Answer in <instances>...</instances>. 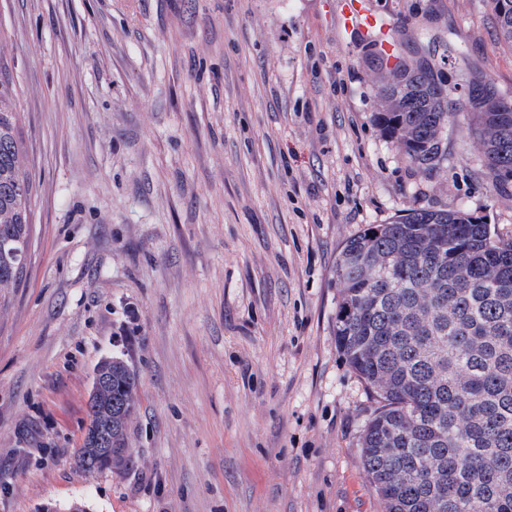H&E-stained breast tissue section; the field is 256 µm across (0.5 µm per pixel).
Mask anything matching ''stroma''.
Masks as SVG:
<instances>
[{"mask_svg":"<svg viewBox=\"0 0 512 512\" xmlns=\"http://www.w3.org/2000/svg\"><path fill=\"white\" fill-rule=\"evenodd\" d=\"M451 97H512L490 0H369ZM378 50L336 0H0L36 176L0 305V512H381L377 407L336 347V261L370 224L464 210L512 240L472 116L413 168L376 124ZM138 378L135 464H76L95 365Z\"/></svg>","mask_w":512,"mask_h":512,"instance_id":"obj_1","label":"stroma"}]
</instances>
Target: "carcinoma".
<instances>
[{
	"label": "carcinoma",
	"instance_id": "carcinoma-1",
	"mask_svg": "<svg viewBox=\"0 0 512 512\" xmlns=\"http://www.w3.org/2000/svg\"><path fill=\"white\" fill-rule=\"evenodd\" d=\"M401 110L375 120L407 162L428 174L446 160L441 131L463 101L400 57L376 78ZM17 89L0 79V296L24 283L16 251L32 244L35 175L18 137ZM494 187L512 182V129L487 138ZM336 345L380 407L361 436L383 512H512V240L462 211L414 208L347 241L336 263ZM112 397L136 388L121 357ZM128 405L112 432V465L130 461Z\"/></svg>",
	"mask_w": 512,
	"mask_h": 512
}]
</instances>
